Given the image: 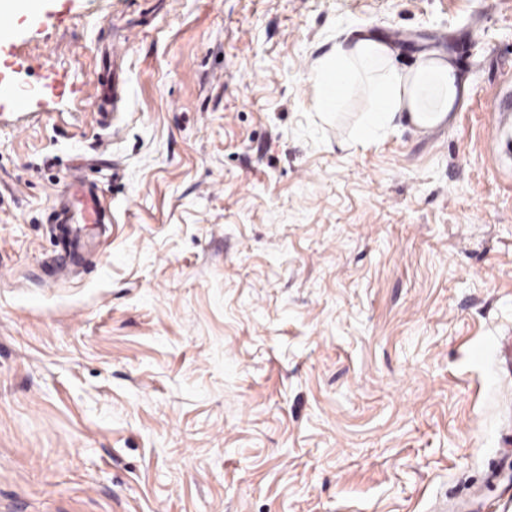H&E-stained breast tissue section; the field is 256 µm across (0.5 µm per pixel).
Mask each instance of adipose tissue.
<instances>
[{"label": "adipose tissue", "mask_w": 512, "mask_h": 512, "mask_svg": "<svg viewBox=\"0 0 512 512\" xmlns=\"http://www.w3.org/2000/svg\"><path fill=\"white\" fill-rule=\"evenodd\" d=\"M313 82V106L320 112L339 111L358 86H367L370 108L357 132L361 140L401 119L419 129L446 122L463 88L452 61L430 57L398 68L394 49L367 32L336 43L321 56Z\"/></svg>", "instance_id": "adipose-tissue-1"}]
</instances>
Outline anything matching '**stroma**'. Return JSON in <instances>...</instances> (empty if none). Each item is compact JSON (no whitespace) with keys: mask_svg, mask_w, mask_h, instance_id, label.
<instances>
[{"mask_svg":"<svg viewBox=\"0 0 512 512\" xmlns=\"http://www.w3.org/2000/svg\"><path fill=\"white\" fill-rule=\"evenodd\" d=\"M0 8L33 92L0 106V512H512L486 479L512 435V149L488 135L512 0ZM363 30L398 67L454 62L448 124L361 142L364 92L313 109L316 60ZM76 167L112 221L58 279Z\"/></svg>","mask_w":512,"mask_h":512,"instance_id":"stroma-1","label":"stroma"}]
</instances>
